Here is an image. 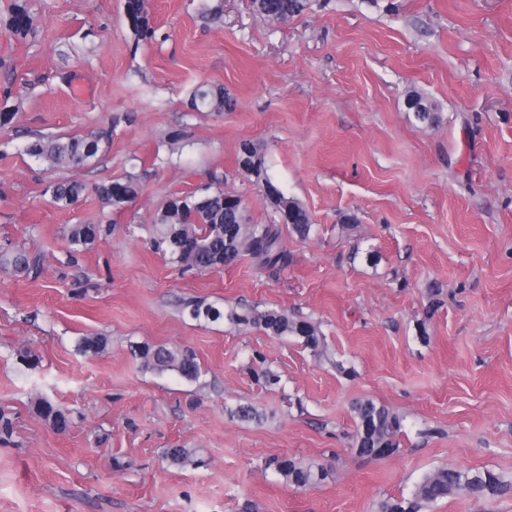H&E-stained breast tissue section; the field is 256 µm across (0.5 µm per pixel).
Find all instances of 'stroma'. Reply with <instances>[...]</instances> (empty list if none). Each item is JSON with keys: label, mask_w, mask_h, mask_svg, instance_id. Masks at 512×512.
Returning <instances> with one entry per match:
<instances>
[{"label": "stroma", "mask_w": 512, "mask_h": 512, "mask_svg": "<svg viewBox=\"0 0 512 512\" xmlns=\"http://www.w3.org/2000/svg\"><path fill=\"white\" fill-rule=\"evenodd\" d=\"M17 3L35 17L24 36L7 25ZM149 18L140 40L125 0H0V249L40 258L36 277L0 267V512H381L442 466L512 481V0H316L285 24L251 0H150ZM204 82L232 108L193 111ZM412 91L438 124L415 120ZM105 129L77 173L87 191L52 203L58 174L26 145ZM245 141L310 239L284 234L283 270L178 267L152 220L209 176L250 222L274 219L236 165ZM128 177L122 209L92 190ZM88 223L112 233L71 252L68 227ZM189 302L288 312L320 348L191 319ZM92 335L106 351L78 352ZM143 343L190 350L199 380L142 369ZM40 397L67 407L65 433ZM363 400L404 417L392 456L352 448ZM329 455L304 490L268 465ZM409 110H413L415 119L425 125L433 126L439 122V112L437 108L420 93L413 91L409 94L407 99ZM425 106L428 108L426 112H414L418 106Z\"/></svg>", "instance_id": "obj_1"}]
</instances>
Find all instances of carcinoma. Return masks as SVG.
Listing matches in <instances>:
<instances>
[{
    "mask_svg": "<svg viewBox=\"0 0 512 512\" xmlns=\"http://www.w3.org/2000/svg\"><path fill=\"white\" fill-rule=\"evenodd\" d=\"M313 0H252L255 12L274 22L286 24L312 8ZM126 13L133 19V30L138 37L152 33L146 16L145 0H126ZM9 26L17 33L26 34L33 26V18L21 6L10 17ZM408 108L427 107L425 112L414 113L415 119L433 126L439 122L437 108L420 93L413 91L407 99ZM232 105L224 88L203 83L191 92V107L197 112H222ZM106 136L92 139L78 136H40L31 141L26 152L44 163L48 169L78 170L89 165L100 151ZM238 168L255 176L263 185L272 183L265 166V157L251 142L240 145L237 155ZM217 178L183 196L172 199L157 213L153 227V246L168 254L177 265L198 272L229 266L242 255L249 256L260 270L285 269L290 257L282 243V225L300 240L309 239L312 224L308 212L297 201L284 192L268 193L266 198L278 215V219L267 224H252L245 214L242 199L224 192L216 185ZM84 190L77 180H59L51 183L47 191L55 203L69 204ZM100 200L115 209H121L138 193L137 182L129 178L123 182L113 181L95 187ZM112 225L72 224L67 228L68 242L75 246L88 247L104 235L111 233ZM0 265L12 267L19 273L37 271V257L25 249H17L0 256ZM190 316L215 322L223 318L238 326L258 325L269 336H297L303 344L319 350L318 327L304 320H296L285 311H254L227 313L202 302L186 306ZM104 336H85L78 343L84 353L99 354L107 349ZM141 367L159 374L172 371L188 382L200 378L201 368L196 357L188 351L164 345L143 344L134 350ZM37 410L57 433L67 429L66 411L52 401L41 398ZM356 429L352 446L362 456L375 457L385 448L394 454L399 448L400 435L404 430V419L383 404L366 400L353 408ZM276 467L285 481L296 488L314 487L322 483L332 469V461L317 466L301 464L291 458L276 461ZM512 488L500 475L489 471H476L455 467H439L425 475L416 485L410 499L387 501L383 512H421L425 506L444 499L451 494L463 493L494 500Z\"/></svg>",
    "mask_w": 512,
    "mask_h": 512,
    "instance_id": "cac0c4a2",
    "label": "carcinoma"
}]
</instances>
